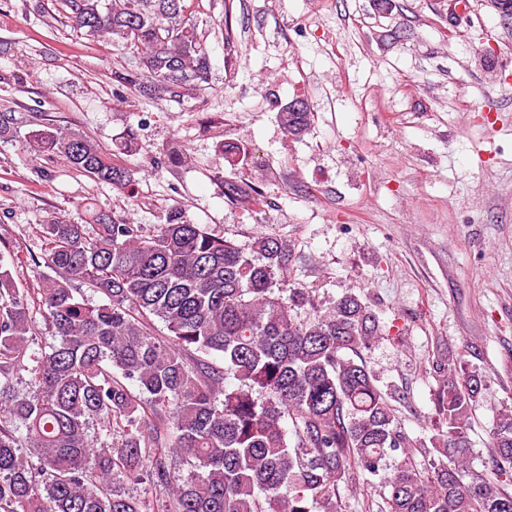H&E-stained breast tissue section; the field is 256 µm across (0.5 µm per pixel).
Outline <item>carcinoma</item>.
Listing matches in <instances>:
<instances>
[{
    "mask_svg": "<svg viewBox=\"0 0 512 512\" xmlns=\"http://www.w3.org/2000/svg\"><path fill=\"white\" fill-rule=\"evenodd\" d=\"M62 6L73 29L136 58L112 72L118 88L175 101L208 82L185 0ZM280 121L297 138L310 113ZM18 138L6 109L0 140ZM21 145L132 193L127 144L47 127ZM224 195L265 203L235 177ZM87 212L44 224L58 275L33 292L0 251V512H341L340 488L382 472L386 512H512V407L489 429L491 475L472 471L487 379L467 352L436 362L435 434L416 444L361 355L384 332L377 315L352 289L324 306L296 279L290 240L240 244L178 205L149 229Z\"/></svg>",
    "mask_w": 512,
    "mask_h": 512,
    "instance_id": "1",
    "label": "carcinoma"
}]
</instances>
